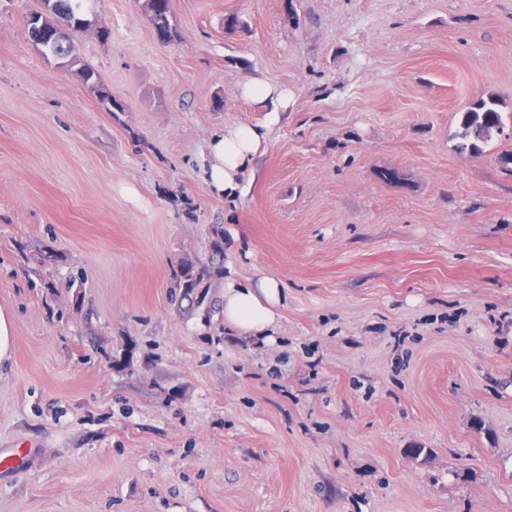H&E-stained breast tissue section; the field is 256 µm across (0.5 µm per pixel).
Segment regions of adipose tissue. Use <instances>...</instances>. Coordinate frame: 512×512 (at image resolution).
I'll return each instance as SVG.
<instances>
[{"label":"adipose tissue","mask_w":512,"mask_h":512,"mask_svg":"<svg viewBox=\"0 0 512 512\" xmlns=\"http://www.w3.org/2000/svg\"><path fill=\"white\" fill-rule=\"evenodd\" d=\"M243 97L265 107L266 123L279 122L288 109V90L258 77L244 79L240 84ZM267 138L260 128L233 125L216 130L209 137L206 149V179L217 191L228 197L242 195L250 178L249 165ZM287 298L283 284L271 277L224 282V322L234 331L260 340L269 339L275 331L279 311Z\"/></svg>","instance_id":"adipose-tissue-1"}]
</instances>
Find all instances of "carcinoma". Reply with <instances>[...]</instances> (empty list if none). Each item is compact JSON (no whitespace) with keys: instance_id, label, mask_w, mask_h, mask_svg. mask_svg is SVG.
<instances>
[{"instance_id":"1","label":"carcinoma","mask_w":512,"mask_h":512,"mask_svg":"<svg viewBox=\"0 0 512 512\" xmlns=\"http://www.w3.org/2000/svg\"><path fill=\"white\" fill-rule=\"evenodd\" d=\"M93 0H56L54 10L47 13L44 25L48 34L40 38L38 49L47 57L59 60L66 67L77 61L76 39L67 35L63 28L72 26L76 20H88L85 10L90 8ZM149 13L156 38L162 43L172 41L177 35L173 24L172 0H151ZM83 81L87 88L99 99L108 104L112 97L105 92L95 78L91 69L81 70ZM500 99L491 93L477 99L460 115L462 132L456 148L463 154L481 156L485 148L496 134H502L508 122H512V113L504 116L499 109ZM187 287H196L209 270L205 266L187 264L182 269Z\"/></svg>"}]
</instances>
